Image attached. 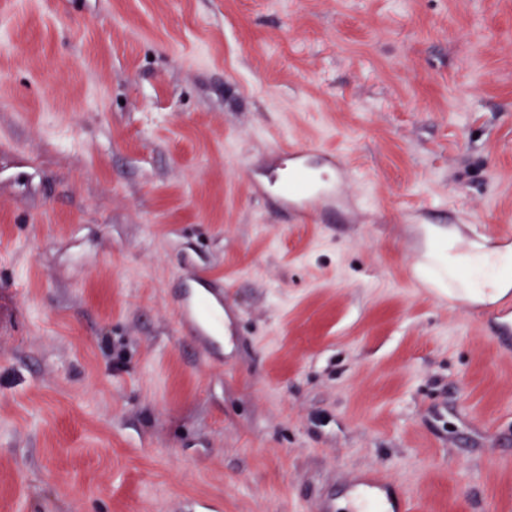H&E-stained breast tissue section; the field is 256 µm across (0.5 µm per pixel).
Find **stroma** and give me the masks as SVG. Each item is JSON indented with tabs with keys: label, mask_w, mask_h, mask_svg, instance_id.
<instances>
[{
	"label": "stroma",
	"mask_w": 512,
	"mask_h": 512,
	"mask_svg": "<svg viewBox=\"0 0 512 512\" xmlns=\"http://www.w3.org/2000/svg\"><path fill=\"white\" fill-rule=\"evenodd\" d=\"M420 207L512 234V0H0V512H512V296L414 287ZM317 156L325 170L316 174L312 157ZM348 172L339 156L321 153L312 147L288 150V180L282 209L299 224L317 219L324 209L344 198ZM196 285L191 288H202L192 292L181 303L180 320L188 322L197 336H210L216 329L224 325V303L214 293L215 288L210 279L198 275ZM346 512H406L403 492L378 470L351 475L345 484Z\"/></svg>",
	"instance_id": "1"
}]
</instances>
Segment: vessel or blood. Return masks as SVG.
I'll use <instances>...</instances> for the list:
<instances>
[{
  "instance_id": "obj_1",
  "label": "vessel or blood",
  "mask_w": 512,
  "mask_h": 512,
  "mask_svg": "<svg viewBox=\"0 0 512 512\" xmlns=\"http://www.w3.org/2000/svg\"><path fill=\"white\" fill-rule=\"evenodd\" d=\"M348 172L340 157L317 153L311 147L288 151V180L282 198L283 210L298 223L317 219L324 209L344 197L343 186ZM414 268L426 273L432 296L463 304L474 277L469 263L447 270L437 248H430L428 257H417ZM198 289L182 302L181 321L189 323L195 334L207 336L224 325V305L217 298L209 278L197 276ZM348 498L346 512H407L403 492L377 470L351 475L345 484Z\"/></svg>"
}]
</instances>
